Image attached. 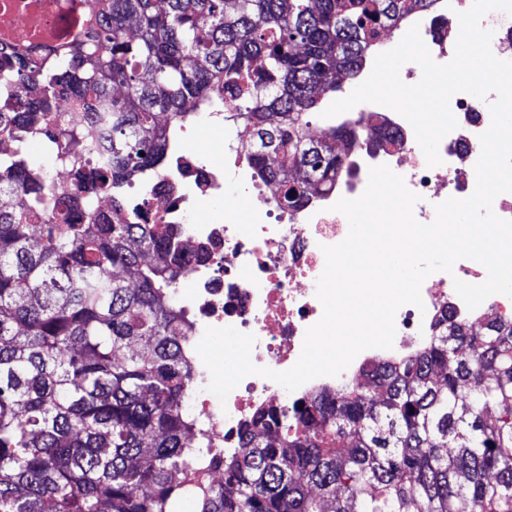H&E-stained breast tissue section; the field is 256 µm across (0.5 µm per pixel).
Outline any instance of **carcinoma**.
Returning <instances> with one entry per match:
<instances>
[{
    "mask_svg": "<svg viewBox=\"0 0 512 512\" xmlns=\"http://www.w3.org/2000/svg\"><path fill=\"white\" fill-rule=\"evenodd\" d=\"M429 0H94L51 60L0 52V512H512V321L433 326L424 350L356 386L270 408L230 458L190 413L187 255L126 187L180 121L239 99L260 174L297 207L354 174L342 121L310 130L328 77L360 72L380 29ZM96 116L71 125L59 109ZM112 140V154L70 142ZM42 140L71 175L28 166ZM112 198V219L100 209ZM222 469L209 482L203 472Z\"/></svg>",
    "mask_w": 512,
    "mask_h": 512,
    "instance_id": "obj_1",
    "label": "carcinoma"
}]
</instances>
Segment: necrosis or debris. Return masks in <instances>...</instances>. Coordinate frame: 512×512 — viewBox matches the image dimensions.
<instances>
[{
	"instance_id": "4bbe7bcc",
	"label": "necrosis or debris",
	"mask_w": 512,
	"mask_h": 512,
	"mask_svg": "<svg viewBox=\"0 0 512 512\" xmlns=\"http://www.w3.org/2000/svg\"><path fill=\"white\" fill-rule=\"evenodd\" d=\"M471 4L472 0H436L433 11L412 12L405 23L418 25L433 59L445 64L455 53L450 31L458 27L459 13ZM8 18L13 34L0 41V49L19 54L39 44L54 54L65 51L79 30L95 20L91 0H21ZM450 109L457 126L442 138V162L435 167L427 165L411 124L400 114L375 103L356 113L355 123L373 133H386V141L358 151L354 178L294 209L280 205L278 188L263 179L250 161L247 136L225 119V113L208 115L224 132L220 162L205 146H189V128L181 126L157 175L148 180V193L130 194L129 200L132 208H147L153 223L176 225L186 242L209 251L208 259L190 258L185 275L194 285L183 298L185 307L196 315L194 337L203 336L206 328L230 324L254 335V365L277 372L291 369L301 355L306 330L323 315L316 296L325 267L322 248L342 242L349 232L347 218L333 206L339 199L363 194L370 167L384 164L403 177L407 188L420 197L414 216L423 224L433 221L436 204L474 192L480 136L490 126V112L485 101L465 92L453 95ZM230 183L248 206L216 213L211 204L223 198ZM458 280L477 285L485 282L486 271L479 262L463 258L452 273L431 274L421 286L422 306L406 304L397 310L392 349L364 350L340 375L311 379L290 393L271 379L250 375L225 404L212 402L206 390L211 374L201 358H193L198 389L194 407L208 431L210 448L228 457L236 455L243 446L244 429L281 398L293 402L323 389L350 385L379 361L414 353L441 315L468 325L489 314L512 320V297L494 294L471 310L455 290Z\"/></svg>"
}]
</instances>
